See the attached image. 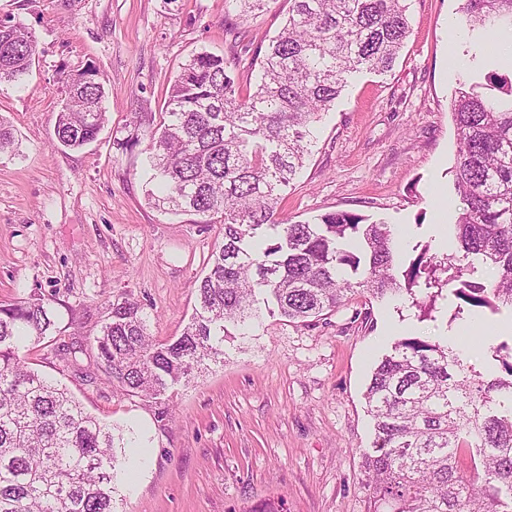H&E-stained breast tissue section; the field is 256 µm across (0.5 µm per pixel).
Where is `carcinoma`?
Returning <instances> with one entry per match:
<instances>
[{
	"label": "carcinoma",
	"instance_id": "1",
	"mask_svg": "<svg viewBox=\"0 0 512 512\" xmlns=\"http://www.w3.org/2000/svg\"><path fill=\"white\" fill-rule=\"evenodd\" d=\"M256 23L267 0H233ZM288 18L265 50L260 80L239 93L237 57L202 51L180 69L150 139L158 208L220 224L222 244L197 287V306L179 336L155 340L143 308L117 298L95 338L98 358L123 394L171 415L170 394L209 361L224 359L228 327L247 334L263 312L304 323L340 307L361 288L385 298L420 288L430 309L443 288L472 308L512 309V77L461 87L451 101L457 128L460 207L455 255L425 248L403 271L391 226L348 211L313 221L279 217L278 205L311 153L315 124L350 78L391 70L409 36L406 0H289ZM465 23L492 35L512 30V0H462ZM36 45L26 28L0 32V82L31 71ZM65 99L58 145L93 142L106 121L95 71L60 70ZM482 259L489 284L462 279L460 263ZM56 332L50 300L0 304V512H114L112 426L68 390L32 369L28 345ZM504 375L466 368L446 340L410 336L376 365L365 399L373 420L365 454L370 512H512V346L494 348ZM467 452L478 486L457 473Z\"/></svg>",
	"mask_w": 512,
	"mask_h": 512
}]
</instances>
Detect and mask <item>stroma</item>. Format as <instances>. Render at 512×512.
<instances>
[{
	"instance_id": "35a3bbf8",
	"label": "stroma",
	"mask_w": 512,
	"mask_h": 512,
	"mask_svg": "<svg viewBox=\"0 0 512 512\" xmlns=\"http://www.w3.org/2000/svg\"><path fill=\"white\" fill-rule=\"evenodd\" d=\"M411 34L391 71L349 80L316 125L312 153L281 204L290 221L338 210L383 220L409 265L422 247L440 253L436 230L456 220L459 196L452 92L489 74L512 75L493 37L466 26L460 0H407ZM269 0L258 22L237 25L232 0H0V17L32 33L34 65L23 82L0 84V120L18 140L0 154V304L51 299L62 335L30 346L32 368L66 387L86 411L146 448L135 472L119 467L116 512H369L363 456L373 441L364 393L397 340L467 337L464 365L497 374L500 336H467L469 323L512 326V310L474 309L443 290L433 317L407 294H349L310 323L264 317L224 339V359L180 386L171 418L116 390L94 339L115 297L138 302L149 332L180 335L196 288L222 242L218 225L149 203V140L118 143L136 113L162 112L180 66L209 51H248L235 72L248 89V61L288 15ZM96 70L107 121L96 141L58 147L61 70Z\"/></svg>"
}]
</instances>
